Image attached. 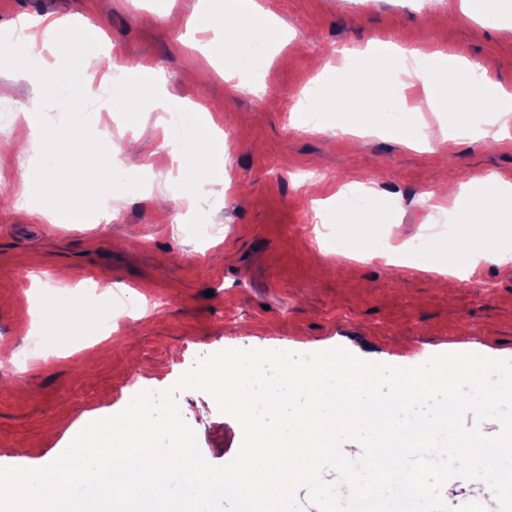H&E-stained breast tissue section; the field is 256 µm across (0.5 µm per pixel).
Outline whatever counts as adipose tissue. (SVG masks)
<instances>
[{"instance_id": "1", "label": "adipose tissue", "mask_w": 512, "mask_h": 512, "mask_svg": "<svg viewBox=\"0 0 512 512\" xmlns=\"http://www.w3.org/2000/svg\"><path fill=\"white\" fill-rule=\"evenodd\" d=\"M222 18L229 26L211 44L210 54L223 60L225 81L239 79L246 70L265 72L272 48L284 37L277 15L261 0H204L188 23L207 29ZM479 69V63L440 52L425 54L391 41H377L365 51L344 54L340 65L323 64L316 107L342 116L337 126L341 134L361 137L373 129L413 148L421 144L422 138L418 126L407 118L405 91L418 86L429 111L447 115L449 140L475 131L501 141L512 133V92L486 74H482L479 85H471L468 77ZM158 80L156 69L145 68L143 77L114 87L112 107H127L128 121L134 125L140 120L139 111L129 106L134 97L162 111L180 113V125L163 130V141L172 148L178 177L193 183L200 193L207 186L223 183V135L209 108L158 96ZM484 109L498 114L497 128H475V114ZM460 193L469 206L454 217L455 235L446 244L425 246L410 258V268L439 275L450 273L467 281L483 258L512 260V185L475 177L461 186ZM335 200V218L342 227L347 251L366 260L381 256L379 242L360 235L354 210L343 195H336Z\"/></svg>"}]
</instances>
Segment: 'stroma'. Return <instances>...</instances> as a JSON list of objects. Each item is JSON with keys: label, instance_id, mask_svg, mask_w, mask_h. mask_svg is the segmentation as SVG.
<instances>
[{"label": "stroma", "instance_id": "35a3bbf8", "mask_svg": "<svg viewBox=\"0 0 512 512\" xmlns=\"http://www.w3.org/2000/svg\"><path fill=\"white\" fill-rule=\"evenodd\" d=\"M199 0H0V32L28 17L96 24L116 72L149 65L163 90L213 108L233 139L224 146L218 200H200L192 223L220 224L222 235L198 240L181 231L183 214L145 197L117 202L111 223L54 224L38 209L11 206L20 173L39 149L0 156V467L35 468L61 455L92 421L122 411L138 390L171 387L198 358L224 349L309 353L343 347L392 363L398 347L424 358L454 343L512 359V261H482L470 281L414 273L378 258L336 255L340 233L319 212L344 179L378 184V201L397 203L398 221L364 232L390 244H430L416 209L418 193L442 181L461 185L494 175L512 183V147L490 138L437 148L448 118L419 114L432 144L414 149L371 135L352 141L311 133L292 121L294 99L318 73V60L363 50L378 40L421 43L484 64L512 89V30L464 16L458 0H272L288 40L245 94L212 73L204 51L213 34L187 28ZM121 156L138 159L159 142L165 112L142 110L138 126L110 115ZM112 286V297L143 296L112 335L88 343L67 325L33 330L28 304L79 293L84 283ZM46 351L23 354L32 333ZM137 387H126L129 377ZM177 403L205 459L230 462L242 429L198 390Z\"/></svg>", "mask_w": 512, "mask_h": 512}]
</instances>
